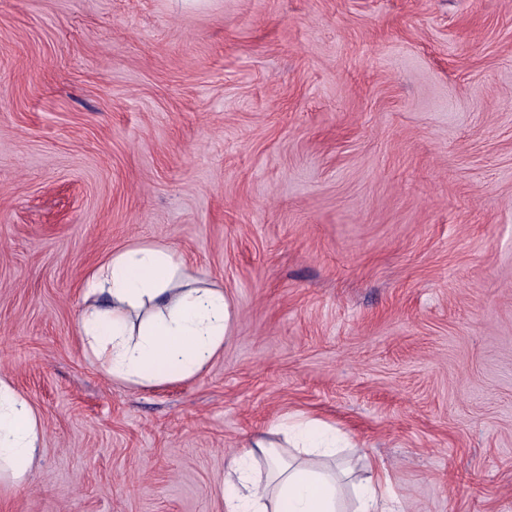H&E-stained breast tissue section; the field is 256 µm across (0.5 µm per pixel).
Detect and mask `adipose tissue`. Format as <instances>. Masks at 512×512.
Returning a JSON list of instances; mask_svg holds the SVG:
<instances>
[{"label": "adipose tissue", "mask_w": 512, "mask_h": 512, "mask_svg": "<svg viewBox=\"0 0 512 512\" xmlns=\"http://www.w3.org/2000/svg\"><path fill=\"white\" fill-rule=\"evenodd\" d=\"M78 330L113 378L146 384L199 372L222 348L232 306L222 289L200 285L166 244L130 245L86 278ZM293 446L254 437L234 457L225 481L235 489L226 512H385L382 477L372 473L345 501L352 463L337 465L336 430L314 418L275 425ZM42 428L28 400L0 379V477L27 485Z\"/></svg>", "instance_id": "ef3b65f1"}]
</instances>
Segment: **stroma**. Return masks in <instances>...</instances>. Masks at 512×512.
<instances>
[{
  "label": "stroma",
  "instance_id": "obj_1",
  "mask_svg": "<svg viewBox=\"0 0 512 512\" xmlns=\"http://www.w3.org/2000/svg\"><path fill=\"white\" fill-rule=\"evenodd\" d=\"M136 243L232 305L189 379L77 333ZM0 378L43 430L0 512H225L294 416L398 512H512V0H0Z\"/></svg>",
  "mask_w": 512,
  "mask_h": 512
}]
</instances>
